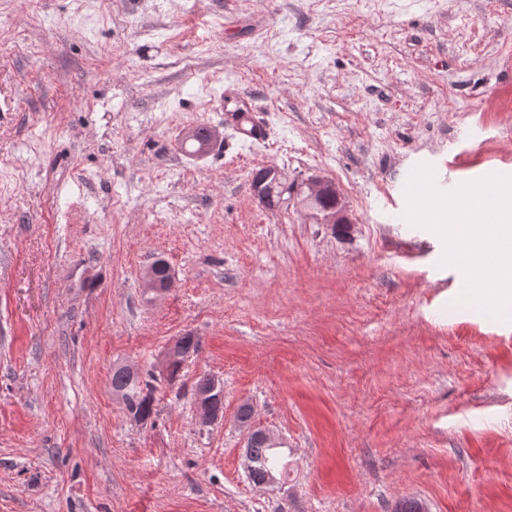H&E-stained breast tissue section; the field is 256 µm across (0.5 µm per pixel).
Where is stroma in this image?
Masks as SVG:
<instances>
[{
    "mask_svg": "<svg viewBox=\"0 0 512 512\" xmlns=\"http://www.w3.org/2000/svg\"><path fill=\"white\" fill-rule=\"evenodd\" d=\"M230 85L267 140L225 126ZM199 124L217 142L183 153ZM421 163L512 175V0H0V512H512V314L460 304L405 220ZM313 176L348 232L300 206ZM187 333L135 422L113 369ZM255 430L286 480H249ZM286 175L277 168H262L255 173L252 179V186L255 196L260 202H265L266 194L272 190L277 184L285 186ZM285 190V191H286ZM300 194L303 195L302 202L310 209V203L315 199L328 195L336 200V207L332 210L314 211L313 216L320 224H332L336 228H349V224H352V220L349 217L346 205L344 204L340 194L332 185V183L326 179L314 177L308 179L300 187ZM174 285V275L171 272L166 279H158L155 274V267L150 265L142 276V288L147 294L159 295L167 293ZM169 348L160 356V359L155 368L163 374L167 365L172 360L179 359L181 364L175 363L168 374L166 376H162L163 379L167 382H172L176 380L177 376L179 375V372L182 368L181 365H184V363L191 357L190 353L188 352H191L192 354L195 353L198 350L199 345L194 336H191V334H185V336H179L176 338ZM171 349L186 354L176 355V353ZM212 386L213 389L211 390L210 393L206 395L195 396L196 404L199 410V423L204 426L211 424L213 421L219 418V416L212 415L210 409L208 408V404L210 403L211 400H213L210 399L211 395L215 394L216 398L224 397V388L218 383L212 381L211 379H204L196 385L194 390V393L196 395L197 393H204L209 391L212 388Z\"/></svg>",
    "mask_w": 512,
    "mask_h": 512,
    "instance_id": "stroma-1",
    "label": "stroma"
}]
</instances>
